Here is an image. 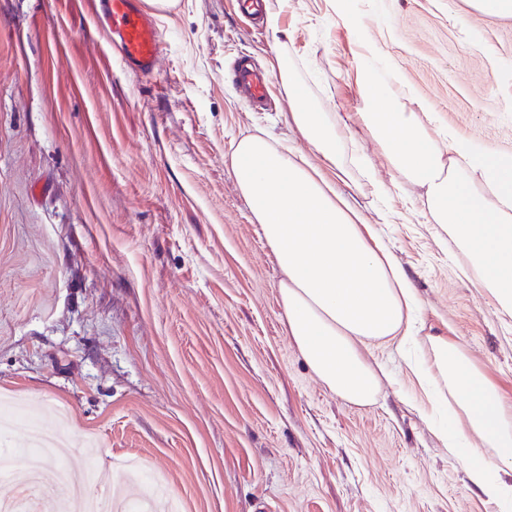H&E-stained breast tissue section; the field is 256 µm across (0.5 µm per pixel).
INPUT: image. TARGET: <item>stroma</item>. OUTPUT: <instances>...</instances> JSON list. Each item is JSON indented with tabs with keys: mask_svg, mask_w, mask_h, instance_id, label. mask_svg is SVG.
<instances>
[{
	"mask_svg": "<svg viewBox=\"0 0 512 512\" xmlns=\"http://www.w3.org/2000/svg\"><path fill=\"white\" fill-rule=\"evenodd\" d=\"M99 0H0V427L12 452L47 434L54 497L73 469L123 504L178 512H498L432 433L447 422L410 365L449 331L512 398V317L455 273L417 189L354 129V198L422 302L405 349L366 355L400 379L368 407L328 390L282 322L281 271L232 167L234 139L285 143L288 96L252 111L233 68L287 66L313 107L353 123L357 65L444 149L512 155V20L467 0H288L281 33L234 0H171L162 73L126 71ZM53 497V498H54Z\"/></svg>",
	"mask_w": 512,
	"mask_h": 512,
	"instance_id": "stroma-1",
	"label": "stroma"
}]
</instances>
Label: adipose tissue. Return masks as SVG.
I'll return each mask as SVG.
<instances>
[{"mask_svg": "<svg viewBox=\"0 0 512 512\" xmlns=\"http://www.w3.org/2000/svg\"><path fill=\"white\" fill-rule=\"evenodd\" d=\"M279 75L288 90V124L320 161L295 145L249 134L234 144L236 182L281 270L289 336L330 391L368 406L383 384L398 379L363 351L405 341L418 295L378 228L338 189L351 178L349 126L315 111L290 69ZM358 92L357 124L380 144L387 166L422 189L427 221L454 255L456 272L512 316V157L467 140L446 156L371 62L360 66ZM426 347L414 374L437 383L456 418L455 429L440 430V438L465 466L470 485L499 512H512V403L451 336L429 335Z\"/></svg>", "mask_w": 512, "mask_h": 512, "instance_id": "obj_1", "label": "adipose tissue"}]
</instances>
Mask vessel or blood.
Returning <instances> with one entry per match:
<instances>
[{
    "label": "vessel or blood",
    "mask_w": 512,
    "mask_h": 512,
    "mask_svg": "<svg viewBox=\"0 0 512 512\" xmlns=\"http://www.w3.org/2000/svg\"><path fill=\"white\" fill-rule=\"evenodd\" d=\"M104 24L124 67L143 76L158 71L163 54L159 17L142 0H106ZM235 81L251 105L272 102V78L242 65L235 72Z\"/></svg>",
    "instance_id": "obj_1"
}]
</instances>
